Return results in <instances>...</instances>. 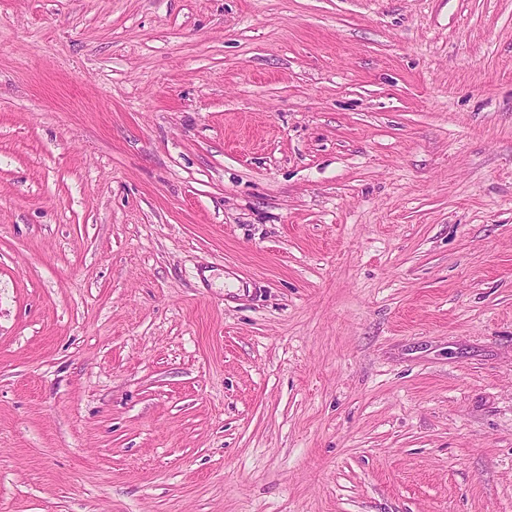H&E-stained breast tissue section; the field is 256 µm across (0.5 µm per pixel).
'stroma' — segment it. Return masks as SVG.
Returning a JSON list of instances; mask_svg holds the SVG:
<instances>
[{"mask_svg":"<svg viewBox=\"0 0 512 512\" xmlns=\"http://www.w3.org/2000/svg\"><path fill=\"white\" fill-rule=\"evenodd\" d=\"M0 512H512V0H0Z\"/></svg>","mask_w":512,"mask_h":512,"instance_id":"1","label":"stroma"}]
</instances>
